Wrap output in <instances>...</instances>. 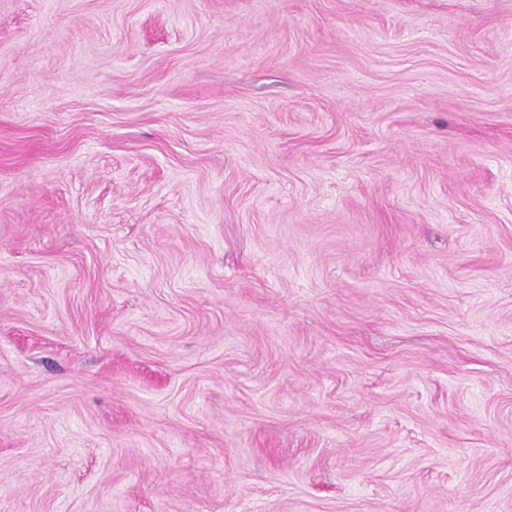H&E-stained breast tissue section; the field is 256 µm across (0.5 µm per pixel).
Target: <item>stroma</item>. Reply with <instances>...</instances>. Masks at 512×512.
Segmentation results:
<instances>
[{
  "mask_svg": "<svg viewBox=\"0 0 512 512\" xmlns=\"http://www.w3.org/2000/svg\"><path fill=\"white\" fill-rule=\"evenodd\" d=\"M0 512H512V0H0Z\"/></svg>",
  "mask_w": 512,
  "mask_h": 512,
  "instance_id": "35a3bbf8",
  "label": "stroma"
}]
</instances>
